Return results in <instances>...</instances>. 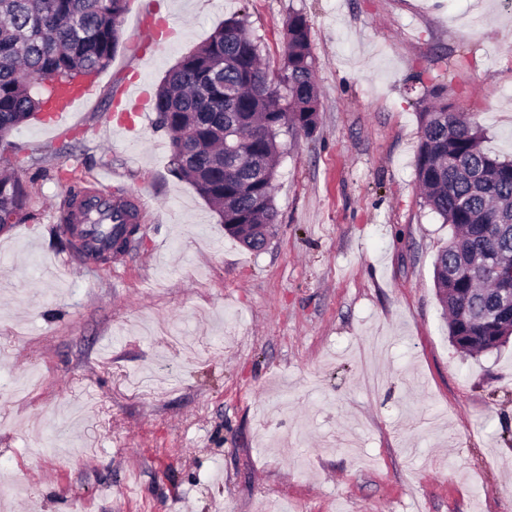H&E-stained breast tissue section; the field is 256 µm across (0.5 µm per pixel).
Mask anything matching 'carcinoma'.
Wrapping results in <instances>:
<instances>
[{"label": "carcinoma", "mask_w": 512, "mask_h": 512, "mask_svg": "<svg viewBox=\"0 0 512 512\" xmlns=\"http://www.w3.org/2000/svg\"><path fill=\"white\" fill-rule=\"evenodd\" d=\"M127 0H0V142L44 111L56 89L95 77L112 62ZM306 17L285 28L283 62H262L246 17L231 18L184 56L155 94L157 125L170 139L173 171L217 210L243 247L265 245L253 227L277 223L276 159L282 129L312 134L320 102ZM419 113L415 166L425 203L456 235L438 254L434 282L452 345L473 356L502 347L512 321L496 317L492 264L512 263V158L483 146L475 117L448 111L442 89ZM235 147L225 163L224 144ZM0 175V230L28 218L27 192Z\"/></svg>", "instance_id": "1"}]
</instances>
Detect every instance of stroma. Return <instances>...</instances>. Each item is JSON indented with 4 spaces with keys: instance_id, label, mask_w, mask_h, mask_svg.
Instances as JSON below:
<instances>
[{
    "instance_id": "1",
    "label": "stroma",
    "mask_w": 512,
    "mask_h": 512,
    "mask_svg": "<svg viewBox=\"0 0 512 512\" xmlns=\"http://www.w3.org/2000/svg\"><path fill=\"white\" fill-rule=\"evenodd\" d=\"M297 12L319 128L281 134L253 252L173 174L152 105L119 95L238 15L281 61ZM120 29L96 95L0 151L35 176L0 233L7 512H512V343H450L433 269L452 228L415 168L437 85L512 157V0H129ZM102 171L143 205L117 269L75 257L56 213Z\"/></svg>"
}]
</instances>
